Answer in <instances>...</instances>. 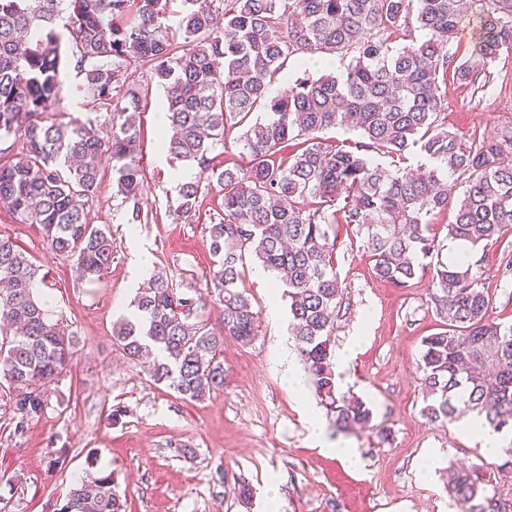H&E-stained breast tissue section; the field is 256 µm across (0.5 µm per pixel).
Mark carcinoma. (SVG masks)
Masks as SVG:
<instances>
[{"label":"carcinoma","mask_w":512,"mask_h":512,"mask_svg":"<svg viewBox=\"0 0 512 512\" xmlns=\"http://www.w3.org/2000/svg\"><path fill=\"white\" fill-rule=\"evenodd\" d=\"M167 2L0 0V139L17 145L0 160V205L21 223L40 225L47 249L72 261L78 280L94 281L109 269L112 235L88 222L85 206L108 157L126 223L148 220L141 130L130 115L141 96L128 88L147 66L150 81L165 89L174 130L163 148L210 173L223 205L210 215L216 270L207 296L180 293L174 276L155 273L134 298L136 321L115 331L126 359L184 399L224 388V340L248 345L259 332L251 300L238 289L249 256L279 278L314 396L337 428L369 427L367 403L336 386L331 336L342 289L329 226L339 220L363 235L376 278L404 286L433 268V301L447 324L422 341L424 418L446 424L469 410L498 432L512 430V324L491 317L471 264L424 263L435 251L431 217L448 209L440 168L404 174L366 155L376 149L401 156L418 145L467 175L448 225L455 242L486 246L512 226V130L478 140L439 124L441 85L450 78L487 84L490 66L512 52V0H182L173 34ZM466 23L472 41L454 51ZM177 36L187 44L181 52ZM394 36L406 44L392 47ZM299 54L352 59L339 75L299 76L287 93L271 96L274 78ZM67 64L83 77L95 118L46 125L43 114ZM255 112L264 119L248 121ZM238 127L251 166L221 170L213 153ZM337 127L360 132L361 141L333 145L319 137ZM297 139L303 148L288 154ZM176 192L175 220L195 223L201 179L178 183ZM46 278L0 237V388L7 387L17 435L42 417L74 357L69 326L40 294ZM210 302L220 309L217 329L204 319ZM489 483L479 467L448 474V491L469 512L498 508ZM54 512H125V502L112 473L100 471L76 481Z\"/></svg>","instance_id":"obj_1"}]
</instances>
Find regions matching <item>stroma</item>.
Wrapping results in <instances>:
<instances>
[{
  "mask_svg": "<svg viewBox=\"0 0 512 512\" xmlns=\"http://www.w3.org/2000/svg\"><path fill=\"white\" fill-rule=\"evenodd\" d=\"M488 87L449 84L445 115L449 130L494 137L512 128V54L492 67ZM62 89L48 122L86 120L87 97L73 67L61 71ZM166 103L150 88L140 114L147 223L130 228L116 194L112 162L104 160L97 195L86 205L92 224L112 233L116 258L99 280L78 281L69 261L47 251L39 225L21 224L0 207V237L19 245L43 266L44 289L77 336L73 365L55 387L40 420L17 435L10 412L0 408V512H53L58 497L88 473H112L127 500L126 512H264L270 485H277L285 512H463L447 490L448 471L486 470L491 489L512 512V458H487L477 436L459 423L431 424L422 416L419 359L422 341L444 326L430 301L431 273L398 287L380 281L355 226L333 224L336 271L343 301L332 335L334 351L352 347L337 365L340 391L360 396L373 411L365 430L337 429L334 417L310 388L295 391L289 374L305 377L301 361L276 363L275 348L291 344L288 304L270 275L247 262L239 283L260 317L249 345L224 342L222 391L190 401L155 383L142 367L123 358L113 328L130 316L143 280L133 264L147 257L151 270L172 272L178 283L204 291L213 271L209 216L219 209L218 188L199 199V221H174V188L198 168L159 152L158 116ZM512 228L497 243L472 255L492 299L491 314L512 323ZM280 318L271 321L270 306ZM323 426L322 442L309 435L307 407ZM121 409L113 417V409ZM355 449L357 464L333 448ZM63 464H55L58 455ZM253 488L251 506H240L237 485Z\"/></svg>",
  "mask_w": 512,
  "mask_h": 512,
  "instance_id": "1",
  "label": "stroma"
}]
</instances>
